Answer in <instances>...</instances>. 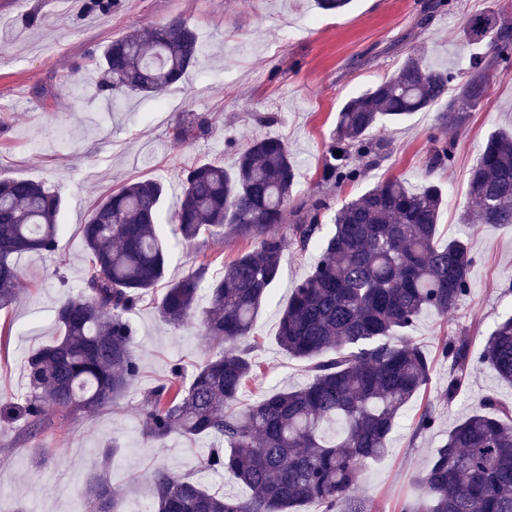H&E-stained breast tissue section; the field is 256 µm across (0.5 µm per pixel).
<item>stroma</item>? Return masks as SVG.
<instances>
[{
	"instance_id": "obj_1",
	"label": "stroma",
	"mask_w": 512,
	"mask_h": 512,
	"mask_svg": "<svg viewBox=\"0 0 512 512\" xmlns=\"http://www.w3.org/2000/svg\"><path fill=\"white\" fill-rule=\"evenodd\" d=\"M430 2L352 0L345 12L325 14L314 0H123L118 11L100 15L86 13L84 0H0V178L41 182L64 200L56 252L16 260L21 294L0 311V398L23 392L28 352L59 337L55 308L81 290V226L119 186L152 176L175 188L189 165L230 164L229 137L242 149L256 137L287 141L298 201L321 196L337 208L378 181L400 178L415 188L429 176L448 193L440 241L469 239L475 262L461 306L445 317L423 314L414 328L415 341L433 361L431 381L403 410L388 455L370 463L361 477L359 493L369 512H399L418 494L419 475L461 418L488 399L512 407V384L477 362L470 363L458 396L442 397L449 371L444 345L466 340L479 350L512 308V224L460 221L472 206L467 174L482 146L492 133L512 131V67L491 78L465 128H439L433 110L414 113L384 127L392 141L387 156L372 165L358 159L366 172L361 182L333 187L319 181L323 152L349 98L394 75L412 50L466 78L471 58L484 47L466 36L465 19L495 12L512 20V0H449L448 7L429 14ZM173 18L186 20L201 44L198 62L166 91L174 111L155 113L152 96L110 105L96 88L95 59L111 41ZM186 115L203 120L208 130L174 142L173 127ZM435 134L452 144L454 160L431 173L427 160ZM251 247L230 233L205 243L171 239L166 279L178 280L205 260L211 272H219ZM318 257L312 247H285L271 299L257 320L261 370L244 402L308 382L304 363L283 354L276 333L295 283ZM158 298L149 294L130 314L141 375L116 405L94 416L50 412L32 438L23 435L22 424L0 422V512H75L87 478L110 446L115 453L108 478L126 512H150V476L158 466L202 481L211 492L246 496V488L224 473H199L207 440L173 435L149 442L142 435L145 393L165 381L173 365L191 376L211 348L197 330L166 324L156 310ZM428 406L438 422L416 432V420Z\"/></svg>"
}]
</instances>
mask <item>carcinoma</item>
Segmentation results:
<instances>
[{"label": "carcinoma", "instance_id": "obj_1", "mask_svg": "<svg viewBox=\"0 0 512 512\" xmlns=\"http://www.w3.org/2000/svg\"><path fill=\"white\" fill-rule=\"evenodd\" d=\"M121 0H86L92 13L107 15ZM487 52L467 78L441 70L410 53L389 79L350 98L320 171V182H360L365 171L350 163L386 156L391 140L370 131L397 123L440 101L438 123L462 129L485 98L489 70L512 65V21L475 15L465 26ZM200 54L196 30L174 18L112 41L97 60L108 77L101 90L112 97L158 95L180 82ZM453 147L433 140L428 168L453 163ZM295 165L288 144L276 137L252 142L233 164L197 163L184 170L173 212L163 214L167 195L159 178L127 183L102 199L82 225L86 250L83 288L60 301L55 314L61 336L26 360L25 395L0 402V422L22 419L25 431L54 408L97 414L122 397L141 373L128 315L162 281L166 242L156 226L170 223L186 242L224 231L257 245L207 277L204 261L167 286L158 315L174 328L199 324L212 353L189 384L173 378L146 397L143 435L162 441L177 434L211 440L201 468L222 471L245 485L249 497L219 495L165 467L154 470L153 512H292L312 504L315 512H367L355 494L361 471L388 450L404 408L426 388L432 362L411 331L426 312L440 317L469 293L474 263L468 241L440 244L438 217L445 205L432 179L411 189L388 179L344 202L320 235L329 202L312 197L295 206ZM475 209L465 224H512V136L490 135L468 177ZM62 201L42 183L0 179V310L19 295L15 256L56 251ZM294 223H288V217ZM319 258L293 288L282 311L277 343L310 373L307 384L270 392L250 404L241 395L256 369V323L277 278L286 241ZM447 399H454L472 360L470 344H447ZM478 360L512 383V313L497 320ZM339 424L331 440L327 423ZM435 409L418 416L419 433L435 427ZM420 494L400 512H512V408L490 401L465 416L438 446L423 474ZM76 512H124L105 473L86 482Z\"/></svg>", "mask_w": 512, "mask_h": 512}]
</instances>
